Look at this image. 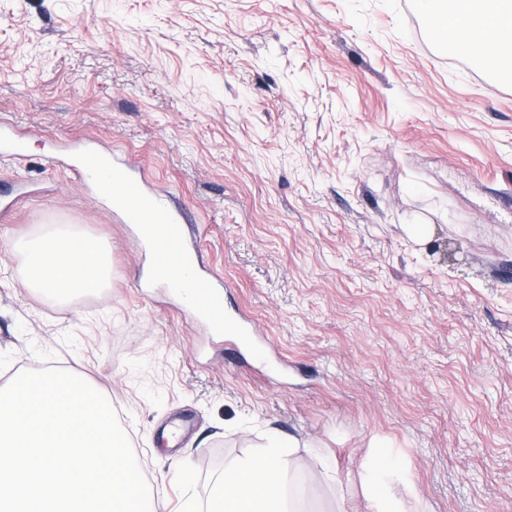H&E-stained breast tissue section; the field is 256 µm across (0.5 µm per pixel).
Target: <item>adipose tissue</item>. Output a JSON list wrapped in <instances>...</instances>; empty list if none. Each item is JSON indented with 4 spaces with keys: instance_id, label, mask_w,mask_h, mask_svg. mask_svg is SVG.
<instances>
[{
    "instance_id": "1",
    "label": "adipose tissue",
    "mask_w": 512,
    "mask_h": 512,
    "mask_svg": "<svg viewBox=\"0 0 512 512\" xmlns=\"http://www.w3.org/2000/svg\"><path fill=\"white\" fill-rule=\"evenodd\" d=\"M418 11L433 19V33L444 40L457 39L462 47L482 55L487 46L512 51V0H415ZM71 234L50 231L31 241H16L28 268V286L62 302L75 290L95 292L106 279V256L94 239L81 238L72 247ZM296 440L273 434L261 456L237 462L224 475L207 512H296L288 494L290 467L285 447Z\"/></svg>"
}]
</instances>
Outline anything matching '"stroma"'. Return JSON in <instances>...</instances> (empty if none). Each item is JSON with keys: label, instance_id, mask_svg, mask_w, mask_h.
I'll return each mask as SVG.
<instances>
[{"label": "stroma", "instance_id": "obj_1", "mask_svg": "<svg viewBox=\"0 0 512 512\" xmlns=\"http://www.w3.org/2000/svg\"><path fill=\"white\" fill-rule=\"evenodd\" d=\"M0 122L25 141L0 159V385L99 388L157 512H201L274 433L304 512H369L382 459L402 512H512V84L414 0H0ZM83 146L186 205L251 345L151 285ZM50 229L109 249L106 288L25 287L12 245Z\"/></svg>", "mask_w": 512, "mask_h": 512}]
</instances>
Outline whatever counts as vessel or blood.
Returning <instances> with one entry per match:
<instances>
[{
    "mask_svg": "<svg viewBox=\"0 0 512 512\" xmlns=\"http://www.w3.org/2000/svg\"><path fill=\"white\" fill-rule=\"evenodd\" d=\"M92 191L97 197L118 201L120 220L133 225L154 283H167L171 270L190 259L183 239L188 222L183 206L172 193H156L144 170L129 160L113 157L110 175L95 179ZM193 306L210 329L227 341L243 345L256 334L251 323L225 310L211 276L198 275L193 286Z\"/></svg>",
    "mask_w": 512,
    "mask_h": 512,
    "instance_id": "b4317fda",
    "label": "vessel or blood"
}]
</instances>
